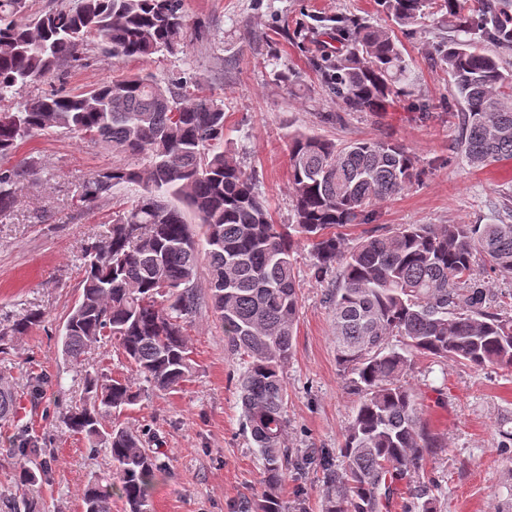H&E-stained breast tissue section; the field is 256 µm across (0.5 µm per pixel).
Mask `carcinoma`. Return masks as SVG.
Returning <instances> with one entry per match:
<instances>
[{"instance_id": "carcinoma-1", "label": "carcinoma", "mask_w": 512, "mask_h": 512, "mask_svg": "<svg viewBox=\"0 0 512 512\" xmlns=\"http://www.w3.org/2000/svg\"><path fill=\"white\" fill-rule=\"evenodd\" d=\"M378 0L394 25L414 35L445 13L456 36L432 46L460 104L457 150L476 168L512 160V69L486 50H512V14L479 0ZM185 0H61L19 21L30 0H0V100L87 59L96 41L115 59L176 54L191 37ZM313 66L345 112H385L412 91L402 44L359 17L325 25ZM0 121V158L28 137L59 127L114 153L140 156L143 167L115 165L87 179L80 201L96 205L120 186H135L130 207L106 238L83 249L79 299L64 325V354L74 361L104 338L114 339L145 380L170 390L192 375L184 324L196 312L201 261L210 267V300L228 350L243 360L239 376L245 427L264 460L261 500L244 512H283L276 494L288 468L316 464L324 475L325 512H382L401 490L404 512H434L430 486L414 481L426 457L447 447L423 421L408 380L411 354L474 367H512V316L492 309L477 256L512 280V221L497 224H407L377 229L352 244L340 229L371 224L376 207L426 175L402 144L368 138L336 142L288 134L293 223L273 222L254 175L224 152V106L190 75L167 83L152 74H119L88 93L29 98ZM30 161L0 168V217L37 180ZM197 218L188 224L179 204ZM311 247L315 280H334L326 296L336 362L359 395L338 448L301 453L286 446L288 390L283 368L299 316L294 253ZM44 313L30 310L9 333L27 334ZM391 337L402 343L387 346ZM82 401L67 408L70 430L103 441L129 512H151L150 491L163 465L126 427L101 420L135 405L141 392L120 379L89 378ZM14 392L0 385V422L14 413ZM38 451L21 433L8 452L19 460L18 483L35 482L25 461ZM110 492L81 491L84 512H110Z\"/></svg>"}]
</instances>
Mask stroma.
<instances>
[{"instance_id": "1", "label": "stroma", "mask_w": 512, "mask_h": 512, "mask_svg": "<svg viewBox=\"0 0 512 512\" xmlns=\"http://www.w3.org/2000/svg\"><path fill=\"white\" fill-rule=\"evenodd\" d=\"M186 11L202 36L182 52L118 62L97 44L86 65L31 84L23 97L88 92L122 72L143 70L162 82L193 73L203 89L223 102L226 147L253 173L278 224L293 221L285 137L294 131L340 141H396L430 165L422 182L381 204L377 226L489 224L504 208L512 209V160L483 169L469 166L455 148L457 118L439 107L450 93L430 46L451 35L447 22L428 24L401 39L409 63L402 82L416 98L433 105L429 117L402 99L386 112H348L342 123L329 124L321 116L337 106L313 70L312 50L328 18L356 15L392 28L375 0H186ZM288 70L297 77L295 86L275 77ZM18 160L33 162L51 176L28 185L10 215L0 218V381L27 406L15 424L0 422V446L21 430L37 439L40 451L29 460L37 477L35 512H83L79 491L87 485L112 489V512H129L113 490L118 478L108 448L92 447L62 419L81 395L86 377L101 374L128 380L142 392L136 405L118 420L104 418L102 427L122 424L140 434L145 447L161 449L165 469L151 490L153 512H241L245 501L263 491L264 461L244 426L241 365L227 352L211 307L207 265L199 267L198 306L185 325L194 366L188 381L168 391L152 388L118 343L107 339L83 362L71 361L62 351L61 334L80 294L82 247L133 201L132 192L121 186L88 208L78 190L94 173L125 157L50 128L35 133L6 163ZM313 261L309 246L300 245L295 271L301 305L293 354L283 371L288 445L332 452L342 443L359 397L336 363L325 301L329 285L312 278ZM28 309L43 312L42 323L28 335H6L10 321ZM38 375L46 383L36 396L30 381ZM409 377L423 419L448 440L442 453L423 464L425 475L436 481L439 512H512V449L502 448L498 432L512 418V367L475 369L416 354ZM321 477L313 468L288 472L279 490L285 512H323Z\"/></svg>"}]
</instances>
